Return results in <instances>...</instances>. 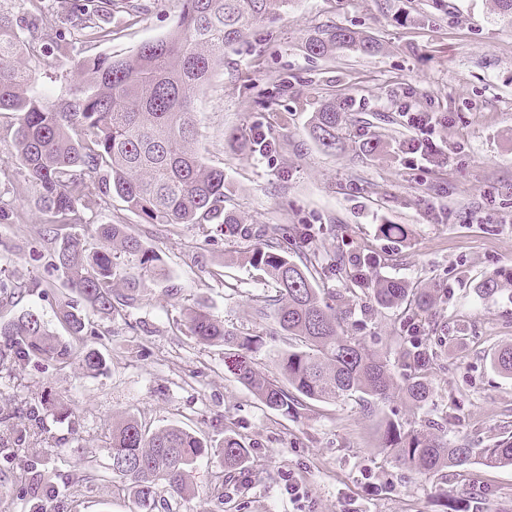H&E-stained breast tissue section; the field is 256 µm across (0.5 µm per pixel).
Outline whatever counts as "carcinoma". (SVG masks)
I'll list each match as a JSON object with an SVG mask.
<instances>
[{
  "mask_svg": "<svg viewBox=\"0 0 512 512\" xmlns=\"http://www.w3.org/2000/svg\"><path fill=\"white\" fill-rule=\"evenodd\" d=\"M70 16L81 21L109 0H67ZM292 0H182V8L167 36L143 44L134 54L113 58H83L77 79L66 96L47 101L36 90L40 54L33 39H24L25 18L0 3V112L16 116L9 158L25 170L39 193L44 232L52 234V266L66 278L76 299L59 306L58 320L67 335L51 331L34 310L0 320V367L16 359L47 362L62 369L73 365L97 374L106 358L84 344L87 314L106 318L138 300L146 278L159 275L161 258L129 232L117 216L95 225L102 249L90 251L81 234L70 232L87 223L82 200L95 192L116 195L127 208L149 224H207L224 216L226 224L242 220L224 208V169L206 164L196 149L195 98L223 61L224 49L246 37L259 21L274 20ZM305 51L326 57L341 50L370 54L377 43L352 29L320 27L304 44ZM346 112L331 100L311 117L313 138L334 150ZM303 228L269 224L247 256L253 268L275 283L272 299L257 301L258 317L276 325L271 340L273 363L287 382L283 386L241 362L238 380L268 407L288 412L305 399L334 402L349 397L370 406L384 399L395 382L386 358L368 352L348 334L336 308L322 296L316 279L326 269L316 249L297 262L279 241L302 235ZM512 271L483 279L479 293L499 292L501 279ZM39 282L13 283L0 279V301L13 302ZM366 290L382 308L406 305L412 317L430 312L436 304L429 288H411L393 279L370 280ZM188 330L205 343H222L239 351L254 348L256 340L224 327L204 307L187 312ZM399 362L406 371L401 390L416 406L431 398L430 373L434 353L417 327H408ZM286 336L293 344L276 345ZM492 366L512 378V346L491 358ZM23 414L40 427L49 418H61L67 408L57 402L29 407ZM448 422L403 433L387 426L385 448L414 466L422 475L444 468L465 471L477 460L491 467L512 466V437L488 448H472L464 440L451 445L445 438ZM107 454L112 481L129 492L132 512L168 510L157 495L162 487L183 498L189 489L191 466L208 454V445L195 433L170 425L149 433L126 417L112 425ZM224 465H241L246 448L236 439H224Z\"/></svg>",
  "mask_w": 512,
  "mask_h": 512,
  "instance_id": "carcinoma-1",
  "label": "carcinoma"
}]
</instances>
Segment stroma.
<instances>
[{"label": "stroma", "instance_id": "stroma-1", "mask_svg": "<svg viewBox=\"0 0 512 512\" xmlns=\"http://www.w3.org/2000/svg\"><path fill=\"white\" fill-rule=\"evenodd\" d=\"M180 9L181 0H114L99 20L111 40L75 36L65 53L48 51L39 89L51 99L64 95L83 57L130 55L166 36ZM332 23L376 39L379 52L308 56V36ZM270 96L277 103L268 110ZM346 97L353 108L343 144L325 150L310 118L322 101ZM409 110L448 116L435 132L441 157L422 167L401 151L413 135ZM258 123L281 144L277 156L235 140ZM196 127L199 153L223 168L225 206L241 223L149 224L120 198L83 200L89 249L101 247L94 225L118 214L161 257L165 274L147 281L145 297L120 315L90 316L86 344L105 356L102 374L34 362L0 371V408L51 397L70 410L64 422L46 420L12 462L0 458V484L11 488L0 512H37L39 497L14 484L30 467L60 512H130L106 453L113 419L125 416L150 432L183 426L211 447L191 474V497L172 499L171 512H512V467L446 468L424 478L382 441L384 421L406 433L447 414L449 439L474 448L512 435V378L490 363L512 345V285L488 298L476 293L485 276L512 270V16L496 0H294L225 50L199 94ZM373 136L385 155L361 152ZM0 200L13 213L0 224V277L42 284L0 307V317L32 309L58 329L56 311L70 290L50 266L37 191L22 166L0 183ZM262 224L310 225L320 252L362 255L374 261L370 276L436 290L440 302L424 320L436 353L425 407L395 391L371 409L354 398L307 400L286 414L235 378L224 346L190 335L184 313L205 304L226 327L256 337L248 354L254 369L277 376L267 345L274 325L253 312L275 288L243 262L254 244L250 230ZM389 224L399 233H386ZM217 267L223 280L210 274ZM171 287L177 295H168ZM407 321L406 310L377 308L361 293L347 323L369 350L393 359ZM228 437L247 448L243 467L225 468L218 448ZM91 454L96 471L72 485L80 458ZM292 484L302 499L289 498Z\"/></svg>", "mask_w": 512, "mask_h": 512}]
</instances>
